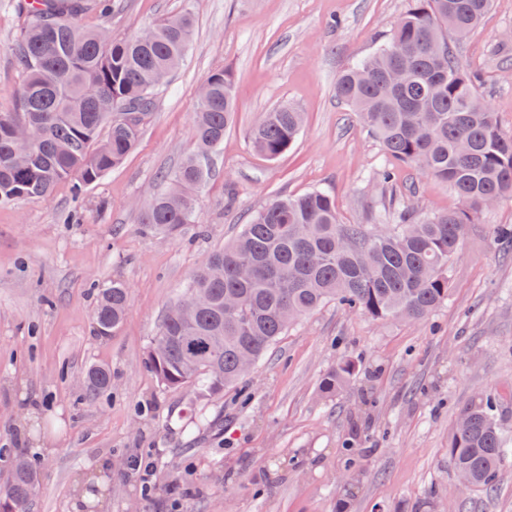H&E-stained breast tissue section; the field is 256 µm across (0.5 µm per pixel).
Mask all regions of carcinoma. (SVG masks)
Segmentation results:
<instances>
[{"label": "carcinoma", "mask_w": 512, "mask_h": 512, "mask_svg": "<svg viewBox=\"0 0 512 512\" xmlns=\"http://www.w3.org/2000/svg\"><path fill=\"white\" fill-rule=\"evenodd\" d=\"M491 0H409L390 40L348 67L336 97L379 140L386 157L437 179L462 208L427 215L404 196L378 214L385 229L343 224L326 189L277 198L249 216L238 236L213 251L167 310L147 362L168 389L194 386L219 396L259 362L299 319L335 301L374 320H420L450 289L449 269L471 224L488 204L512 202V133L504 132L448 35L466 38ZM27 18L15 51L25 71L18 111L0 113V204L47 198L62 183L74 194L99 182L137 147L159 80L183 60L193 35L189 14L160 19L138 34L85 29L88 0H17ZM235 81L220 70L204 83L194 124L196 153L170 175L142 211L147 231L172 234L197 223L208 155L224 143L235 113ZM304 114L281 104L253 124L249 145L273 160L294 144ZM129 309L128 287L97 291L93 332L116 334ZM343 359L320 383L331 396L355 376ZM109 369L87 371L92 395L108 389ZM500 397L462 408L448 436V467L475 490L493 492L512 441L498 417ZM15 473L0 490V512H27L38 485L25 456L0 448Z\"/></svg>", "instance_id": "cac0c4a2"}]
</instances>
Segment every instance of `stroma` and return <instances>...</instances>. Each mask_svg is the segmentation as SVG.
<instances>
[{"label":"stroma","mask_w":512,"mask_h":512,"mask_svg":"<svg viewBox=\"0 0 512 512\" xmlns=\"http://www.w3.org/2000/svg\"><path fill=\"white\" fill-rule=\"evenodd\" d=\"M408 0H122L87 27L135 33L190 13L192 43L157 95L137 149L97 184L74 195L0 205V448L39 457L29 512H512V453L494 493L461 492L448 467V434L478 394L503 396L512 427V249L492 236L512 224V202L470 225L451 264L447 300L426 318L377 321L329 303L294 324L219 398L192 387L165 390L146 353L167 305L252 211L282 196L329 190L339 220L375 224L389 192L415 188L424 213L460 208L444 183L388 164L379 141L337 100L336 80L386 43ZM24 18L0 0V112L18 109L23 70L13 52ZM462 63L512 133V0H493L481 24L456 42ZM234 75L236 114L208 158L199 221L173 235L143 230L140 215L194 151L198 93L215 71ZM305 112L303 132L277 159L246 133L281 104ZM391 165L394 180L383 183ZM129 287L116 335L92 331L98 289ZM357 376L326 398L321 379L339 358ZM111 385L89 396V366ZM40 417L27 423L26 407ZM361 459L347 479L345 458ZM151 457L152 497L128 461ZM95 478L99 493L81 482Z\"/></svg>","instance_id":"1"}]
</instances>
